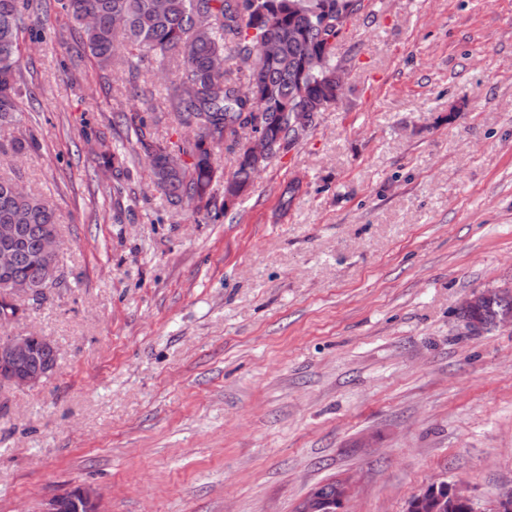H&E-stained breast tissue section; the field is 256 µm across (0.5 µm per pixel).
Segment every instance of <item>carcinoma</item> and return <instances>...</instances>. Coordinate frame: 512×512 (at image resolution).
Wrapping results in <instances>:
<instances>
[{
	"mask_svg": "<svg viewBox=\"0 0 512 512\" xmlns=\"http://www.w3.org/2000/svg\"><path fill=\"white\" fill-rule=\"evenodd\" d=\"M28 0H0V127L10 126L19 112L22 92L20 37L26 29ZM363 0H343L337 34L321 27L323 18L336 17V0H54L55 13L80 34L84 51L102 68L123 64L119 49L148 57L167 86L169 115L178 125L196 128L194 140L170 146L147 139V119L138 112L122 114L135 139L112 151L106 143L102 158L115 179L124 173L128 155L141 149L150 161L155 185L173 204L186 203L218 218L226 206L210 192L217 172L216 150L236 152L241 134L261 133L268 157L294 143L289 112L308 118L331 104L336 90V43ZM92 22H85V18ZM272 40L276 53L263 59L261 45ZM321 65L305 69L313 57ZM250 64L248 81L272 93L254 114L253 105L238 95L239 83L226 71L214 69L218 59ZM188 155L192 162H182ZM255 175L251 164L235 158L232 178L248 184ZM13 180L0 177V224H17L18 244L12 267L4 276L38 286L45 281L46 263L40 242L58 232L57 214L49 201L33 193H15ZM512 308V293L480 305L470 315L494 330L496 314ZM53 349L37 347L24 362L29 372L54 364Z\"/></svg>",
	"mask_w": 512,
	"mask_h": 512,
	"instance_id": "obj_1",
	"label": "carcinoma"
}]
</instances>
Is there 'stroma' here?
I'll use <instances>...</instances> for the list:
<instances>
[{
  "mask_svg": "<svg viewBox=\"0 0 512 512\" xmlns=\"http://www.w3.org/2000/svg\"><path fill=\"white\" fill-rule=\"evenodd\" d=\"M22 48L0 175L59 217V285L0 339L58 350L0 383V512L90 485L106 512H294L349 477L346 512H406L430 484L481 506L512 488V331L471 334L470 293L512 283V0H364L336 44L340 100L219 219L174 205L100 147L150 99L153 63L62 72Z\"/></svg>",
  "mask_w": 512,
  "mask_h": 512,
  "instance_id": "35a3bbf8",
  "label": "stroma"
}]
</instances>
